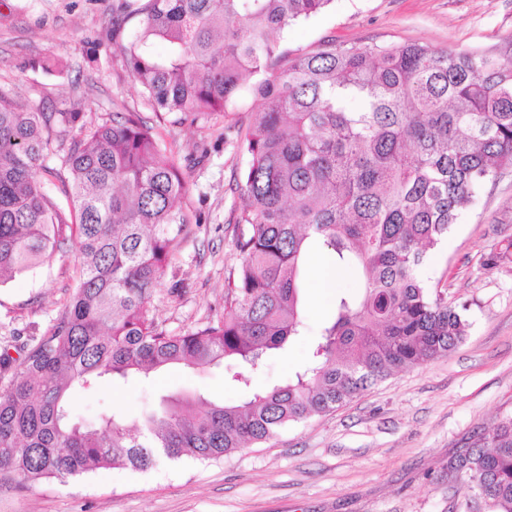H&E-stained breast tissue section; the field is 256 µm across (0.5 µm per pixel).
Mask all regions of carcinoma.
Here are the masks:
<instances>
[{"label": "carcinoma", "mask_w": 512, "mask_h": 512, "mask_svg": "<svg viewBox=\"0 0 512 512\" xmlns=\"http://www.w3.org/2000/svg\"><path fill=\"white\" fill-rule=\"evenodd\" d=\"M333 0H123L106 34L154 111L223 112L256 77L262 100L239 141L237 278L224 318L180 334L151 309L193 215L187 176L135 112L97 123L79 107L40 112L0 94V282L75 242L77 288L50 331L0 353V471L22 483L157 459H217L346 404L398 371L447 356L463 310L420 278L462 210L512 166V39L496 54L412 42H325L290 54L275 35ZM136 28L127 31L131 20ZM60 164L47 162L51 141ZM322 241L364 277L336 301L313 359L261 391L252 374L300 335L306 252ZM245 398L182 397L131 430L116 414L74 418V396L107 380L224 362ZM449 468L463 512H512V414L471 438Z\"/></svg>", "instance_id": "carcinoma-1"}]
</instances>
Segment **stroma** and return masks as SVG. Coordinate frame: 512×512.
I'll list each match as a JSON object with an SVG mask.
<instances>
[{
  "instance_id": "1",
  "label": "stroma",
  "mask_w": 512,
  "mask_h": 512,
  "mask_svg": "<svg viewBox=\"0 0 512 512\" xmlns=\"http://www.w3.org/2000/svg\"><path fill=\"white\" fill-rule=\"evenodd\" d=\"M122 0H0V90L46 112L80 106L97 120L137 112L189 176L187 225L176 262L182 287L159 285L152 310L172 333L224 316L225 286L236 276L242 201L236 181L246 165L237 144L259 99L250 93L226 112L195 123L157 120L119 50L106 42ZM336 40L362 46L424 42L464 52H496L512 39V0H334L281 33L283 49L314 51ZM512 168L480 190L426 259L429 288L465 307V340L450 355L402 370L333 411L291 424L264 443L210 461L161 462L146 471L99 470L26 486L0 475V512H458L464 497L448 464L478 430L512 413ZM78 251L0 285V349L32 347L74 291ZM498 263H491V256ZM307 264L329 270L327 283L305 275L304 327L286 351L252 378L256 389L287 382L308 364L337 295H361L363 279L333 268L312 246ZM234 372L172 368L150 379L104 384L75 405L92 419L106 407L138 427L142 411L167 396L199 394L239 403Z\"/></svg>"
}]
</instances>
